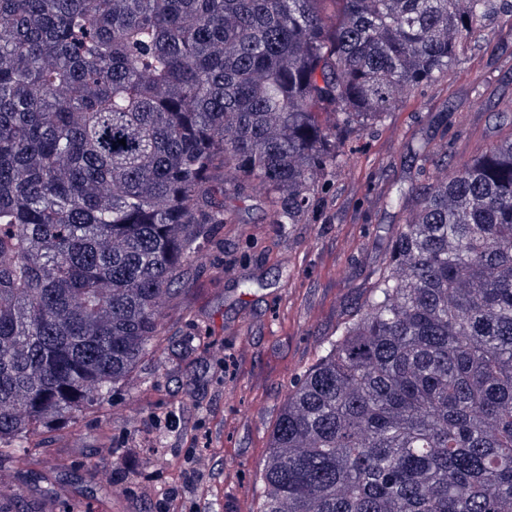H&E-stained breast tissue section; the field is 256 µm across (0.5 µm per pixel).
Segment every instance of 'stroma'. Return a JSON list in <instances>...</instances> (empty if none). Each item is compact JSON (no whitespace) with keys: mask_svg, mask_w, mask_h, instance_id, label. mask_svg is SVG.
Wrapping results in <instances>:
<instances>
[{"mask_svg":"<svg viewBox=\"0 0 512 512\" xmlns=\"http://www.w3.org/2000/svg\"><path fill=\"white\" fill-rule=\"evenodd\" d=\"M494 3L489 43L344 141L348 162L319 181L303 223H274L260 186L225 195L230 223L165 310L166 361L144 357L100 408L43 432L22 465H0L21 489L0 512H161L173 496L182 512H255L291 383L405 219L384 197L435 173L412 167L410 148L429 141L460 165L512 132V0Z\"/></svg>","mask_w":512,"mask_h":512,"instance_id":"obj_1","label":"stroma"}]
</instances>
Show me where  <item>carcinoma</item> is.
I'll list each match as a JSON object with an SVG mask.
<instances>
[{
  "mask_svg": "<svg viewBox=\"0 0 512 512\" xmlns=\"http://www.w3.org/2000/svg\"><path fill=\"white\" fill-rule=\"evenodd\" d=\"M325 2L0 0V461L153 350L224 184L302 223L490 7ZM437 165L385 197L408 217L288 388L258 512H512V135Z\"/></svg>",
  "mask_w": 512,
  "mask_h": 512,
  "instance_id": "carcinoma-1",
  "label": "carcinoma"
}]
</instances>
